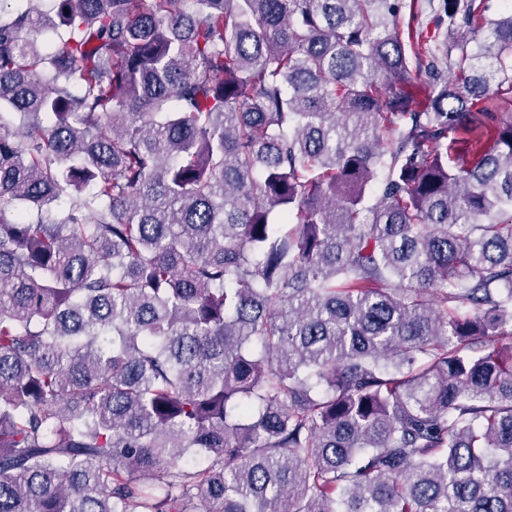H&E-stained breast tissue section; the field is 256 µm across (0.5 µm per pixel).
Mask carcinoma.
<instances>
[{
  "mask_svg": "<svg viewBox=\"0 0 512 512\" xmlns=\"http://www.w3.org/2000/svg\"><path fill=\"white\" fill-rule=\"evenodd\" d=\"M26 2L0 512H512V8Z\"/></svg>",
  "mask_w": 512,
  "mask_h": 512,
  "instance_id": "obj_1",
  "label": "carcinoma"
}]
</instances>
